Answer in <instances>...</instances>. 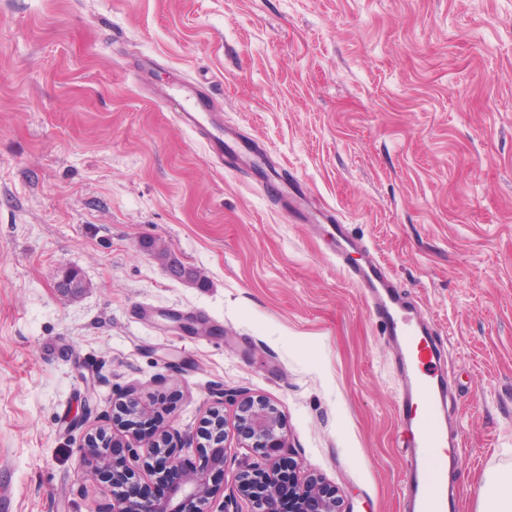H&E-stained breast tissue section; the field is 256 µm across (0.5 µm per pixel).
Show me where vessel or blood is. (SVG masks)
<instances>
[{"label": "vessel or blood", "mask_w": 512, "mask_h": 512, "mask_svg": "<svg viewBox=\"0 0 512 512\" xmlns=\"http://www.w3.org/2000/svg\"><path fill=\"white\" fill-rule=\"evenodd\" d=\"M200 88L188 86L173 94L175 116L191 132L208 139L224 167L256 168L261 156L241 137L238 128L222 124L217 113L200 109ZM359 246L344 227L336 229L337 261L347 276L366 292L372 314L394 348L402 377L398 420L407 438L406 512H456L457 499L448 492V464L457 454L458 437L448 431L450 393L443 380L428 333L404 304L397 282L386 276L378 260L356 263Z\"/></svg>", "instance_id": "b4317fda"}]
</instances>
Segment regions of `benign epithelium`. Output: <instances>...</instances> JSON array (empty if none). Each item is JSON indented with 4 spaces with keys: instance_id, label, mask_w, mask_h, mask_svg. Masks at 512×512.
Wrapping results in <instances>:
<instances>
[{
    "instance_id": "7a95c632",
    "label": "benign epithelium",
    "mask_w": 512,
    "mask_h": 512,
    "mask_svg": "<svg viewBox=\"0 0 512 512\" xmlns=\"http://www.w3.org/2000/svg\"><path fill=\"white\" fill-rule=\"evenodd\" d=\"M118 413L124 416L123 427L132 428L135 421L147 414V409L129 394L119 405ZM227 426L223 409L215 406L204 420V444L187 436L180 448L173 435L164 432L136 448H129L133 458L143 461L145 475L159 483L170 471H182L181 481L161 498L143 489L140 475L130 468L126 456L118 458L114 455L113 448L117 447V442L107 434L106 425L96 426L86 434L78 452L88 471L104 477L112 487V501L100 512H207L206 505L217 494V488L210 481V472L224 468L223 443ZM234 428L248 448L289 447L284 417L262 398L245 397L238 402ZM194 446L203 456L202 465L188 468L184 466L180 452L184 447ZM288 465L293 469L292 491L298 505L296 512H349L339 490L308 474L297 462L290 461ZM276 471L277 467L265 460L244 466L236 490L229 497L230 503L243 497L252 503V512H279Z\"/></svg>"
}]
</instances>
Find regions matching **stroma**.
I'll return each instance as SVG.
<instances>
[{"mask_svg": "<svg viewBox=\"0 0 512 512\" xmlns=\"http://www.w3.org/2000/svg\"><path fill=\"white\" fill-rule=\"evenodd\" d=\"M206 85L265 156L221 167L161 99ZM322 210L306 227L264 186ZM370 248L446 354L459 512L512 464V0H0V493L95 512L87 430L197 435L236 395L350 512H402L400 380L334 225ZM165 249L205 286L175 277ZM86 282L57 288L62 269ZM204 320L205 333L175 319ZM87 405L85 426L67 412ZM217 487L257 451L235 430ZM118 413L122 418V423L124 428H134L137 426L133 423V421H137L143 419V417L147 414V409L139 402L136 397H133L132 394L126 396V400L123 401L119 405Z\"/></svg>", "mask_w": 512, "mask_h": 512, "instance_id": "1", "label": "stroma"}]
</instances>
